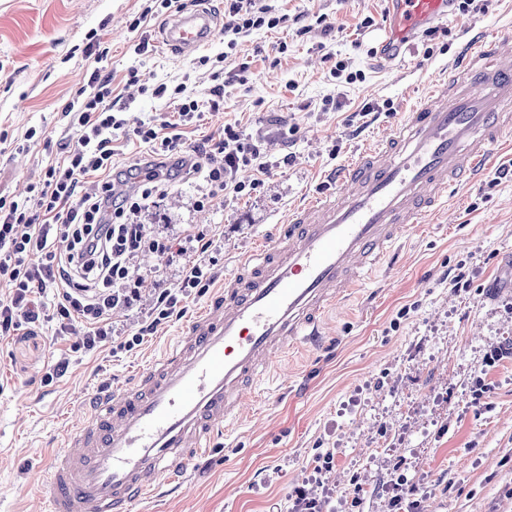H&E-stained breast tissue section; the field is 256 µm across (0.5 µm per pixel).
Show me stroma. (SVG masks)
I'll return each instance as SVG.
<instances>
[{
  "instance_id": "obj_1",
  "label": "stroma",
  "mask_w": 512,
  "mask_h": 512,
  "mask_svg": "<svg viewBox=\"0 0 512 512\" xmlns=\"http://www.w3.org/2000/svg\"><path fill=\"white\" fill-rule=\"evenodd\" d=\"M266 3L280 25L253 31L231 50L224 0H181L184 10H210L217 26L207 45L179 57L157 42L168 13L130 27L155 0H0V194L24 193L64 159L74 138L62 110L86 85L94 66L87 47L95 45L107 53L113 95L131 100L129 118L169 112L168 99L150 90L184 82L202 112L186 133L189 147L228 124L261 144L270 167L256 189L213 195L200 172L175 179L143 217L168 235L203 231L225 276L287 223L304 196L325 190L329 171L388 137L429 82L460 67L466 28L503 37L512 50V0H497L485 14H459L454 24L436 21V36L403 39L391 63L377 53L387 0ZM144 33L154 41L145 59L135 52ZM339 61L356 81L333 75ZM243 62L244 81L225 84L223 111H210L215 75ZM133 68L148 93L130 95ZM367 103L375 110L361 115ZM288 154L294 160L286 165ZM501 168L507 176L496 177ZM183 264L179 256H140L142 300L122 325L144 319L156 288L174 287ZM461 271L468 287L453 284ZM204 301L184 298L180 317L129 352L73 350L51 322L23 339H0V512H40L33 493L39 448L76 422L96 388L131 378ZM324 336L285 360L282 395L248 392L236 429L218 438L212 454L188 462L183 486L143 512H288L297 485L313 492L322 512H396L395 472L418 485L416 512H512V145L329 312ZM497 346L505 355L489 363ZM49 370L52 382L41 383ZM480 388L476 406L472 393ZM328 452L332 469L316 470V456Z\"/></svg>"
}]
</instances>
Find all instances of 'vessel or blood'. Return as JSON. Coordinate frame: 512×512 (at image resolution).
Segmentation results:
<instances>
[{"instance_id": "vessel-or-blood-1", "label": "vessel or blood", "mask_w": 512, "mask_h": 512, "mask_svg": "<svg viewBox=\"0 0 512 512\" xmlns=\"http://www.w3.org/2000/svg\"><path fill=\"white\" fill-rule=\"evenodd\" d=\"M448 4L390 0L383 58L396 59L406 33L448 17ZM213 23L205 9L178 13L162 42L191 53ZM464 55V69L433 80L388 139L337 170L333 191L293 209L279 235L244 257L159 355L83 401L45 452L44 512H134L162 483L181 482L183 464L211 453L245 393L278 376L288 347L321 335L328 311L386 262L400 233L484 171L512 137V52L480 32Z\"/></svg>"}]
</instances>
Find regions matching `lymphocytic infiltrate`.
Listing matches in <instances>:
<instances>
[{
  "instance_id": "obj_1",
  "label": "lymphocytic infiltrate",
  "mask_w": 512,
  "mask_h": 512,
  "mask_svg": "<svg viewBox=\"0 0 512 512\" xmlns=\"http://www.w3.org/2000/svg\"><path fill=\"white\" fill-rule=\"evenodd\" d=\"M224 28L228 48L263 27L275 28L264 0H229ZM176 121L148 118L131 128L147 151L136 163L115 169L114 131L127 128L124 109L112 98V76L94 68L87 87L66 106L67 129L77 140L62 162L49 164L38 183L21 198L0 196V337L50 315L55 332L80 337L93 351L114 341L112 319L137 298L131 269L139 253L167 259L186 256L177 287L161 289L145 320L131 329L120 349L130 351L176 313L183 298L204 292L216 273L210 258L213 241L187 231L161 235L142 221L148 200L187 168L205 169L211 191L241 193L240 167L265 172L260 146L232 128L207 146L187 151L180 132L200 115L199 103L176 86Z\"/></svg>"
}]
</instances>
